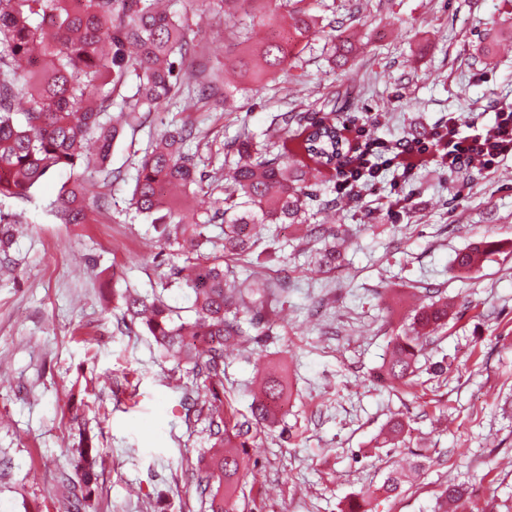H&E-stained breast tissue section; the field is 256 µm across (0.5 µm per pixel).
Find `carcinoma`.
<instances>
[{
    "label": "carcinoma",
    "mask_w": 512,
    "mask_h": 512,
    "mask_svg": "<svg viewBox=\"0 0 512 512\" xmlns=\"http://www.w3.org/2000/svg\"><path fill=\"white\" fill-rule=\"evenodd\" d=\"M176 0H0V250L11 240L4 224L19 215L3 201H27L50 175L66 170L47 215L62 224L97 222L99 209L86 205L94 188H104L112 176V149L123 138L112 111L131 121L159 112L176 99L186 108L206 106L217 85L230 111L234 94L249 90L283 71L312 43L323 40L340 58L352 46L336 42L313 13L316 0H208L233 24L224 30V69L191 70L193 55L218 51L212 43L187 38L188 12L174 9ZM272 26L278 35L254 40L255 27ZM282 126L266 142L241 136L228 145L232 165L224 174V198L213 212L194 213L173 199L192 188L203 189L208 175L198 171L188 142L193 125L168 128L150 143L139 161L129 207L152 224L157 237L177 248L182 264L173 278L189 290L194 318L183 319L157 295L125 292L124 313L140 322L160 352L185 366L197 380L196 389L211 395L207 408L194 393L185 395L186 411L205 416L211 447L202 457L196 492L211 497L212 512H237L234 494L243 477L244 458L234 452L248 446L250 426L232 421L224 412V348L230 342L258 340L244 331L236 314L251 309L254 296L284 291L281 282L241 276L224 268V260L241 256L277 224H305L311 210L336 207V198L322 199L310 183L311 167L296 159L306 155L315 165L334 167L345 157L342 128L331 119L311 120L283 113ZM297 125L295 132L290 126ZM224 224L223 252L208 234L210 224ZM497 244L482 241L458 254L460 272L480 267ZM234 317H229V314ZM448 304L431 302L415 311L412 321L394 337L384 363L392 383L408 384L427 335L445 325ZM284 381L268 375L252 402L259 425L274 418L286 398ZM405 433L400 419L388 423L383 444H396ZM99 451L92 437L79 433L77 457L63 481L75 492L64 512H82L97 483ZM399 473L391 470L383 483L361 493L349 512H371L367 506L382 493L401 489ZM441 498L462 506V512H482L469 504L466 489L449 484Z\"/></svg>",
    "instance_id": "cac0c4a2"
}]
</instances>
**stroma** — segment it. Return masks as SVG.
I'll return each mask as SVG.
<instances>
[{"mask_svg": "<svg viewBox=\"0 0 512 512\" xmlns=\"http://www.w3.org/2000/svg\"><path fill=\"white\" fill-rule=\"evenodd\" d=\"M314 12L356 45L345 67L319 41L287 73L236 95L233 111L173 106L126 128L111 165L123 179L107 188L103 222L44 213L58 175L31 201L11 202L22 218L0 261V512H62L60 475L82 430L105 460L87 512H210L195 492L207 424L182 403L192 377L123 318L128 288L193 316L190 294L169 279L171 249L128 210L151 139L194 122L204 132L198 166L220 174L228 142L263 140L285 112L331 113L395 142L451 113L490 127L495 104L512 100V0H319ZM394 195L409 200L397 215L383 203ZM314 221L343 242L335 267L319 265L324 238L303 224L280 225L243 260L288 290L242 314L251 339L224 358L223 399L251 422L266 366L288 400L277 424L250 431L238 512H345L351 496L409 465L419 476L378 496L375 512H448L440 493L451 483L485 512H512V157L492 172L388 170ZM482 240L497 252L457 271V255ZM439 298L448 323L427 338L413 382H381L392 336ZM395 416L408 424L403 442L379 447Z\"/></svg>", "mask_w": 512, "mask_h": 512, "instance_id": "35a3bbf8", "label": "stroma"}]
</instances>
